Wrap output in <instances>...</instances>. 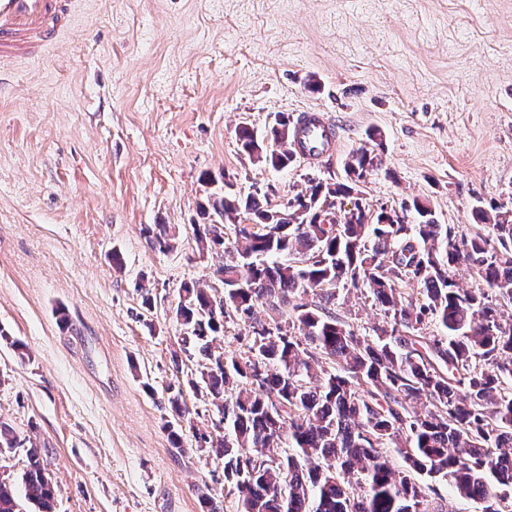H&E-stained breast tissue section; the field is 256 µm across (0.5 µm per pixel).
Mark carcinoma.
Masks as SVG:
<instances>
[{
  "mask_svg": "<svg viewBox=\"0 0 512 512\" xmlns=\"http://www.w3.org/2000/svg\"><path fill=\"white\" fill-rule=\"evenodd\" d=\"M290 124L279 115L267 147L247 125L236 135L255 161L285 168ZM381 164L361 148L344 179L308 178L286 211L251 193L212 203L209 245L240 219L234 261L216 270L224 295L186 283L175 316L210 361L200 377L222 416L215 448L240 512H430L439 484L502 512L512 490V207L474 206L468 233L438 223L424 200L372 210L358 187ZM460 272L476 285L460 287ZM341 290L383 311L374 335L332 309ZM260 307L291 309L298 333ZM230 308L253 329L244 357L211 352ZM23 447L24 497L52 512L41 450L0 421V452ZM0 512H22L4 480Z\"/></svg>",
  "mask_w": 512,
  "mask_h": 512,
  "instance_id": "1",
  "label": "carcinoma"
}]
</instances>
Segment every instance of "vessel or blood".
Listing matches in <instances>:
<instances>
[{"instance_id": "obj_1", "label": "vessel or blood", "mask_w": 512, "mask_h": 512, "mask_svg": "<svg viewBox=\"0 0 512 512\" xmlns=\"http://www.w3.org/2000/svg\"><path fill=\"white\" fill-rule=\"evenodd\" d=\"M77 0H0V70L44 52L61 36ZM336 126L324 112L301 113L292 147L316 164L338 149Z\"/></svg>"}]
</instances>
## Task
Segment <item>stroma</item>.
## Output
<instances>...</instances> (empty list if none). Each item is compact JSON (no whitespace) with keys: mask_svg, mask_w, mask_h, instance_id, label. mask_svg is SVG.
<instances>
[{"mask_svg":"<svg viewBox=\"0 0 512 512\" xmlns=\"http://www.w3.org/2000/svg\"><path fill=\"white\" fill-rule=\"evenodd\" d=\"M7 81L0 421L36 441L54 512H202L197 484L239 512L209 446L221 416L191 384L206 359L173 314L184 283L211 288L230 259L194 232L224 184L285 208L376 131L373 207L425 198L464 231L477 201H512V0H81L62 42ZM309 109L341 139L319 166L242 151L237 126ZM157 224L171 249L152 245ZM335 308L368 335L383 321L354 292Z\"/></svg>","mask_w":512,"mask_h":512,"instance_id":"35a3bbf8","label":"stroma"}]
</instances>
